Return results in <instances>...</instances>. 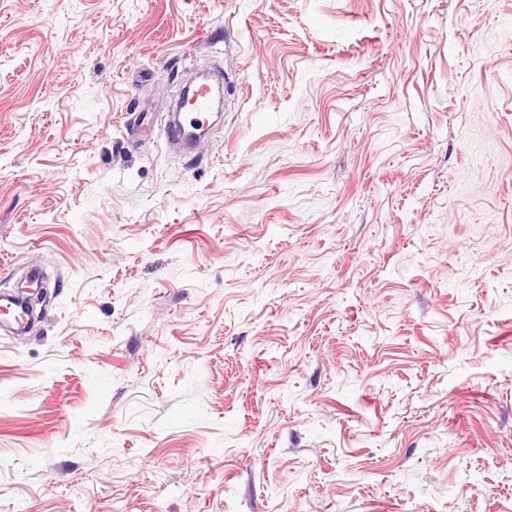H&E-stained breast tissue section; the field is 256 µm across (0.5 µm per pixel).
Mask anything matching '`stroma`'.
<instances>
[{
    "label": "stroma",
    "instance_id": "1",
    "mask_svg": "<svg viewBox=\"0 0 512 512\" xmlns=\"http://www.w3.org/2000/svg\"><path fill=\"white\" fill-rule=\"evenodd\" d=\"M33 266L0 512H512V0H0ZM212 101L206 89H200L195 93L190 107L192 112H180L182 120L174 122L168 120L164 123L163 132L169 140H182L187 137V131L202 125L201 119L211 109Z\"/></svg>",
    "mask_w": 512,
    "mask_h": 512
}]
</instances>
